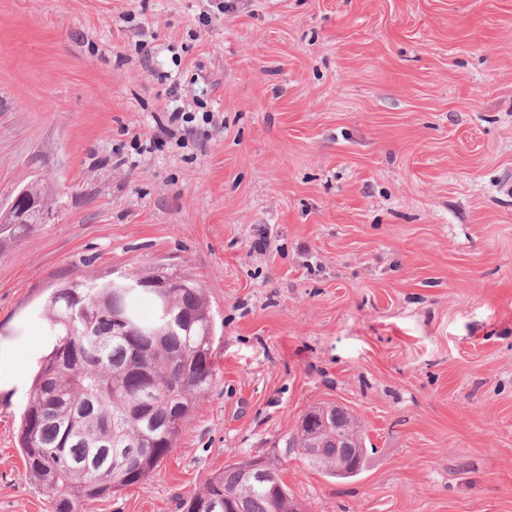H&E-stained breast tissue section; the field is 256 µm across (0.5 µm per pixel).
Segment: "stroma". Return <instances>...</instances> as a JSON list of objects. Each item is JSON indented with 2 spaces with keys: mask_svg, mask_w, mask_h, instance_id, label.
I'll use <instances>...</instances> for the list:
<instances>
[{
  "mask_svg": "<svg viewBox=\"0 0 512 512\" xmlns=\"http://www.w3.org/2000/svg\"><path fill=\"white\" fill-rule=\"evenodd\" d=\"M0 512H52L18 431L57 288L204 289L217 379L176 452L78 512H177L346 407L305 512H512V0H0ZM48 213V194L40 183H32L21 190L16 195L7 216L0 218L1 244L8 240L0 246V252L18 242V239L27 234L30 226L42 224ZM324 417V422H316L315 419ZM311 424V426H310ZM348 436L350 440L358 445L359 468L350 477L359 474L365 465L368 457V448L366 446L365 434L358 423L352 421V414L347 408L334 405L310 411L303 417L301 424L298 426L297 432L291 436H287L283 440V448H279L282 458L288 457L290 454H306L311 457L322 458L327 454V448H336V459L318 461L315 464L321 468L323 474L328 477H336L332 471L336 470V462H349V468L354 467L356 461L355 448H349V442L345 438ZM298 441L300 447L298 448ZM336 443V447H335ZM310 444H322L323 448L308 447ZM290 448H293L292 451ZM367 449V454H366ZM277 453H280L277 449ZM357 466V467H358Z\"/></svg>",
  "mask_w": 512,
  "mask_h": 512,
  "instance_id": "obj_1",
  "label": "stroma"
}]
</instances>
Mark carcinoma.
I'll list each match as a JSON object with an SVG mask.
<instances>
[{
    "mask_svg": "<svg viewBox=\"0 0 512 512\" xmlns=\"http://www.w3.org/2000/svg\"><path fill=\"white\" fill-rule=\"evenodd\" d=\"M27 224H1L0 239H19ZM143 278L161 276L171 288H140L121 303L130 335L116 336L112 319H94L89 335L74 332L72 302L82 293L65 284L47 302L52 349L36 372L23 413L20 448L30 479L52 494L53 512H75L79 502L109 497L141 483L177 447L196 404L213 387V322L202 288L190 279L173 278L157 267L135 271ZM92 307L112 308V280L96 281ZM150 307L145 315L139 308ZM192 316L186 329H167L161 307ZM138 443L137 458L112 449V469L91 477L83 468L112 432ZM358 445L359 465L366 463L365 434L348 409L334 405L309 412L297 432L283 440L281 456L310 444L335 447L336 437ZM249 462L224 467L198 492L177 499L180 512H291L301 510L288 492L278 465L255 475Z\"/></svg>",
    "mask_w": 512,
    "mask_h": 512,
    "instance_id": "cac0c4a2",
    "label": "carcinoma"
}]
</instances>
